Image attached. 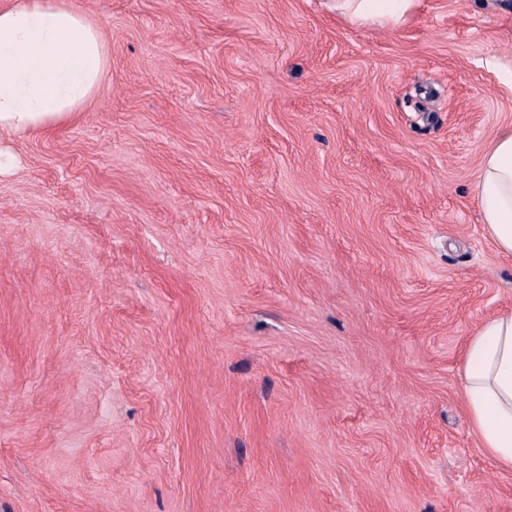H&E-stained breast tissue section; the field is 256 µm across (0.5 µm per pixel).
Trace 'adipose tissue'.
Listing matches in <instances>:
<instances>
[{
    "label": "adipose tissue",
    "instance_id": "obj_1",
    "mask_svg": "<svg viewBox=\"0 0 512 512\" xmlns=\"http://www.w3.org/2000/svg\"><path fill=\"white\" fill-rule=\"evenodd\" d=\"M355 27L394 29L419 0H330ZM108 73L104 33L73 0H11L0 7V132L48 130L83 111ZM482 222L512 254V131L482 160L475 184ZM465 406L481 448L512 470V311L484 321L466 348Z\"/></svg>",
    "mask_w": 512,
    "mask_h": 512
}]
</instances>
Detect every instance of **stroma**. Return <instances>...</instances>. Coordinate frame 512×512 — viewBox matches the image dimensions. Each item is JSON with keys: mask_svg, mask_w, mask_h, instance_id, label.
<instances>
[{"mask_svg": "<svg viewBox=\"0 0 512 512\" xmlns=\"http://www.w3.org/2000/svg\"><path fill=\"white\" fill-rule=\"evenodd\" d=\"M109 73L0 136V512H512L461 375L512 0H74ZM336 15L355 27L398 28L407 22L420 0H328Z\"/></svg>", "mask_w": 512, "mask_h": 512, "instance_id": "obj_1", "label": "stroma"}]
</instances>
